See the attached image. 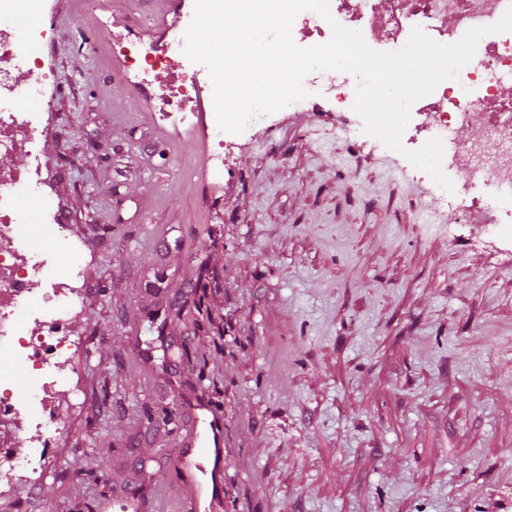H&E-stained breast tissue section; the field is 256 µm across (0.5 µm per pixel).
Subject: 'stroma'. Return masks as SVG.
Returning a JSON list of instances; mask_svg holds the SVG:
<instances>
[{
	"mask_svg": "<svg viewBox=\"0 0 512 512\" xmlns=\"http://www.w3.org/2000/svg\"><path fill=\"white\" fill-rule=\"evenodd\" d=\"M175 2L50 0L41 147L85 248L35 221L29 242L87 267L64 366L84 400L0 512H184L169 452L209 412L223 512H512V225L444 205L323 102L251 127L214 179L205 125L159 118L167 75L132 83L110 52L162 38Z\"/></svg>",
	"mask_w": 512,
	"mask_h": 512,
	"instance_id": "1",
	"label": "stroma"
}]
</instances>
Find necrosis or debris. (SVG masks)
Instances as JSON below:
<instances>
[{
    "label": "necrosis or debris",
    "mask_w": 512,
    "mask_h": 512,
    "mask_svg": "<svg viewBox=\"0 0 512 512\" xmlns=\"http://www.w3.org/2000/svg\"><path fill=\"white\" fill-rule=\"evenodd\" d=\"M511 4L512 0H329L330 18L304 11L294 24L301 41L321 43L330 39L329 23L334 20L361 31L379 51L389 52L401 49L417 26L439 43H455L467 30L499 21ZM178 5L180 20L163 39L116 33L111 49L135 82L147 81L154 69L165 71L169 83L160 118L177 127H192L202 119L205 101L213 97V84L207 67L183 53L194 0H178ZM47 6V0H0V237L14 244L8 253H0V348L9 354L7 366L0 367V429L21 419L29 429L25 437L0 436V488L13 487L21 474H40L48 465L47 450L60 430L53 400L72 388L59 364L85 346L84 337L71 329L81 313L83 267L72 264L57 273L50 252L30 249L21 223V202L40 194L47 166L38 139L44 113L19 109L21 95L42 97L44 86L54 79L30 51L53 36L45 19ZM23 10L34 20L20 41L10 23ZM24 68L38 70L39 78L22 91L16 74ZM511 82L512 31L491 33L480 39L473 59L455 77L411 107L405 129L409 144L418 149L433 138L449 140L441 166L452 172V196L459 202L476 203L495 194L502 172L512 169V99L501 94ZM473 111L488 116L482 137H449V130ZM20 155L28 159L22 167L15 163ZM17 366L28 377L23 395L14 388Z\"/></svg>",
    "instance_id": "necrosis-or-debris-1"
}]
</instances>
